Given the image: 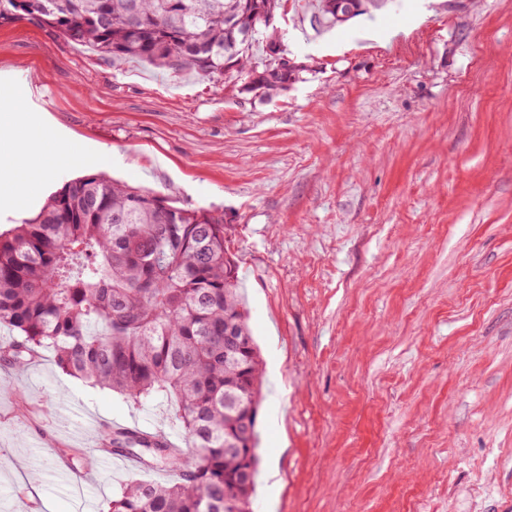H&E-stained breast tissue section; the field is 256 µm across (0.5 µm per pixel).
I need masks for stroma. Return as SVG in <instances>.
I'll use <instances>...</instances> for the list:
<instances>
[{
    "instance_id": "obj_1",
    "label": "stroma",
    "mask_w": 512,
    "mask_h": 512,
    "mask_svg": "<svg viewBox=\"0 0 512 512\" xmlns=\"http://www.w3.org/2000/svg\"><path fill=\"white\" fill-rule=\"evenodd\" d=\"M273 24L299 81L266 101L91 54L22 20L0 69L102 172L224 214L264 361L254 512H501L512 502V0H386ZM0 512H106L148 470L82 474L88 415L175 427L52 353L0 365ZM71 472L61 476L58 465ZM340 5L338 0H316L317 7L310 22L315 29L339 26L366 14L371 8H379L383 0H344Z\"/></svg>"
}]
</instances>
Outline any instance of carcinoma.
<instances>
[{"mask_svg": "<svg viewBox=\"0 0 512 512\" xmlns=\"http://www.w3.org/2000/svg\"><path fill=\"white\" fill-rule=\"evenodd\" d=\"M283 0H0V24L53 29L114 62L138 60L179 77L243 81L263 101L300 68L283 59L269 18ZM315 29L339 26L383 0H316ZM262 45V54L253 47ZM224 241V214L102 174L65 182L32 220L0 233V326L18 332L0 360L25 368L50 350L57 366L141 403L165 395L195 452L143 448L120 435L105 447L168 484L135 480L108 512H253L263 361Z\"/></svg>", "mask_w": 512, "mask_h": 512, "instance_id": "cac0c4a2", "label": "carcinoma"}]
</instances>
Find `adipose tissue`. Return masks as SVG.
Wrapping results in <instances>:
<instances>
[{"label":"adipose tissue","instance_id":"adipose-tissue-1","mask_svg":"<svg viewBox=\"0 0 512 512\" xmlns=\"http://www.w3.org/2000/svg\"><path fill=\"white\" fill-rule=\"evenodd\" d=\"M0 108V206L20 212L29 207L57 169L108 164L106 152L78 140L62 141L30 88Z\"/></svg>","mask_w":512,"mask_h":512}]
</instances>
